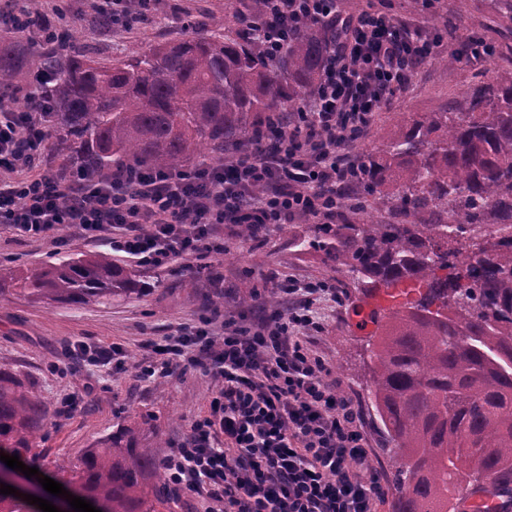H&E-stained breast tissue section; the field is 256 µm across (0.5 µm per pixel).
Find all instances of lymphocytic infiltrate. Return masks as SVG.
<instances>
[{
  "mask_svg": "<svg viewBox=\"0 0 512 512\" xmlns=\"http://www.w3.org/2000/svg\"><path fill=\"white\" fill-rule=\"evenodd\" d=\"M331 38L319 82L304 99L302 128L269 134V144L219 167L174 172L137 164L107 176L39 173L42 144L35 114L10 113L0 100V224L28 238L79 227L84 238L163 267L223 253L216 224H246L254 235L307 218L330 224L346 188L360 175L350 151L372 112L411 81L435 53L421 31L386 14H345L337 0H263L247 35L267 58L280 56L307 27ZM285 311L250 328L203 316L155 346L145 380L180 363L221 380L208 415L160 460L169 489L200 498L207 512H377L384 497L369 465L362 413L301 331L322 329L313 307L337 299L325 282L287 279Z\"/></svg>",
  "mask_w": 512,
  "mask_h": 512,
  "instance_id": "lymphocytic-infiltrate-1",
  "label": "lymphocytic infiltrate"
}]
</instances>
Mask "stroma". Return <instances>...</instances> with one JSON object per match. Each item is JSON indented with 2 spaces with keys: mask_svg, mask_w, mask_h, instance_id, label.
I'll return each instance as SVG.
<instances>
[{
  "mask_svg": "<svg viewBox=\"0 0 512 512\" xmlns=\"http://www.w3.org/2000/svg\"><path fill=\"white\" fill-rule=\"evenodd\" d=\"M62 5L70 45L103 62L122 59L133 48L145 52L160 42L201 32L244 39L240 15L249 9L247 0H155L157 23L127 31L92 26L93 0H63ZM340 7L346 13L369 7L381 10L440 40L437 54L411 83L373 112L367 133L352 149L354 159L382 153L398 121L447 111L461 92L489 86L498 73L512 70V12L498 0H465L460 7L454 0H342ZM470 36L494 45V54L445 64L449 51L461 50ZM407 220L403 211L376 206L357 189L336 214L340 224H403ZM314 232L313 224L299 218L271 227L258 238L244 236L242 225L222 224L216 234L224 240L223 254H204L160 268L113 253L114 262L135 269L145 282L147 291L141 296L52 305L19 292L0 297V368L17 374L47 406L45 426L36 443L40 455L27 459V466L51 478L61 461L78 470L87 448L118 426L134 422L143 423L145 442L168 449L187 432L192 420L208 414L221 383L194 368H178L169 377L143 382L139 367L151 357L153 344L215 311L245 325L258 323L280 309L274 288L282 279L326 280L335 283L341 299L316 301L324 327L307 336V345L342 379L345 391L361 408L370 463L386 487L379 512H394L395 492L390 486L394 468L369 394L377 327L372 323L359 327L354 313L358 307L370 311L371 302L323 252L302 248V240ZM58 233L68 239L67 247L57 248L49 239L29 240L0 224V266L45 267L100 249L99 243L84 239L74 227L59 228ZM79 341L119 347L124 371L111 375L83 370L65 376L52 372V365H68L66 352ZM87 385L92 393L85 402L71 414L58 415L61 399Z\"/></svg>",
  "mask_w": 512,
  "mask_h": 512,
  "instance_id": "1",
  "label": "stroma"
}]
</instances>
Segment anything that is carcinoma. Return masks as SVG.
Returning a JSON list of instances; mask_svg holds the SVG:
<instances>
[{"instance_id": "cac0c4a2", "label": "carcinoma", "mask_w": 512, "mask_h": 512, "mask_svg": "<svg viewBox=\"0 0 512 512\" xmlns=\"http://www.w3.org/2000/svg\"><path fill=\"white\" fill-rule=\"evenodd\" d=\"M329 44L302 31L276 61L216 36L162 42L115 63L55 46L23 53L0 41V88L19 71L52 74L43 122L60 175H100L127 162L179 171L198 146L224 158L263 114L291 110L314 87ZM365 194L402 208L405 224H321L317 247L366 296L420 283L418 297L361 320L386 331L373 352V395L392 463L395 512H448L472 489L512 496V71L464 93L450 112L401 120L386 150L363 162ZM496 218L492 249L462 242L465 225ZM18 289L47 303L105 302L145 292L108 253L50 268L0 272V297ZM46 407L0 368V452L39 455ZM101 512H158L166 477L140 427L122 425L86 450L63 481ZM0 512H36L0 494Z\"/></svg>"}]
</instances>
